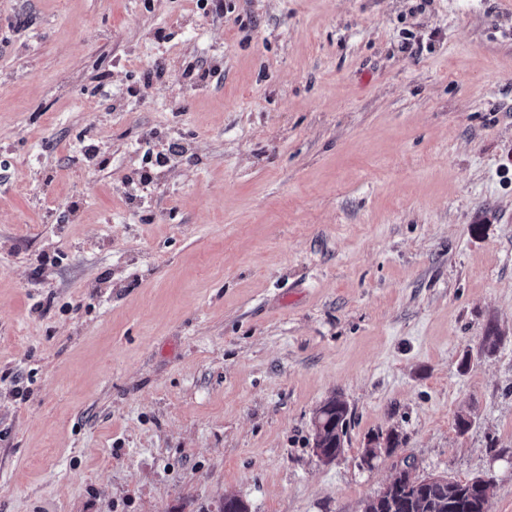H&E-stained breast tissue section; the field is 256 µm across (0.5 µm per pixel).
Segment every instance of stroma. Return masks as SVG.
Here are the masks:
<instances>
[{
  "mask_svg": "<svg viewBox=\"0 0 512 512\" xmlns=\"http://www.w3.org/2000/svg\"><path fill=\"white\" fill-rule=\"evenodd\" d=\"M406 456L512 512V0H0V512H364ZM336 397L326 400L317 410L314 424H318V443L321 448L316 445L315 453L320 462L329 464L335 461L341 454V449L336 450L333 455H328L324 448H336L337 441H341L344 448V437L346 435V427L349 416V406L345 401H340Z\"/></svg>",
  "mask_w": 512,
  "mask_h": 512,
  "instance_id": "obj_1",
  "label": "stroma"
}]
</instances>
